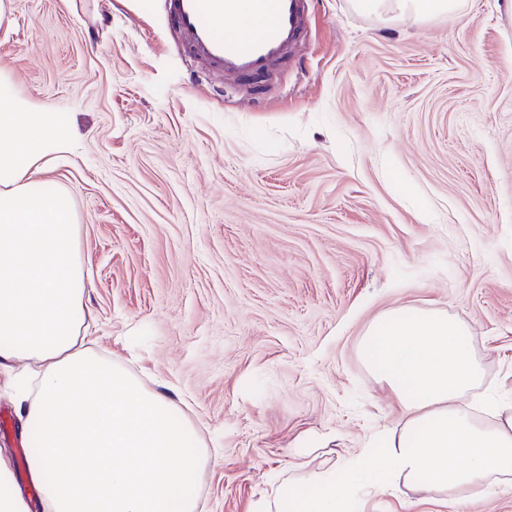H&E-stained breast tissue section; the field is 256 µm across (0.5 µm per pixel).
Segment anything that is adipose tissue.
Returning a JSON list of instances; mask_svg holds the SVG:
<instances>
[{"instance_id":"1","label":"adipose tissue","mask_w":512,"mask_h":512,"mask_svg":"<svg viewBox=\"0 0 512 512\" xmlns=\"http://www.w3.org/2000/svg\"><path fill=\"white\" fill-rule=\"evenodd\" d=\"M357 8L413 19L445 14L456 0H355ZM71 148L68 119L37 111L0 71V366L39 365L18 378L28 469L46 512H198L209 457L198 430L163 392L145 388L89 349V314L77 226L68 193L48 169ZM401 412L384 438L387 467H357L379 489L405 484L444 496L512 482V405L485 397L482 423L470 399L483 383L467 324L432 309L397 306L360 348ZM463 457L460 465L449 464ZM254 512H354L335 472L285 480Z\"/></svg>"}]
</instances>
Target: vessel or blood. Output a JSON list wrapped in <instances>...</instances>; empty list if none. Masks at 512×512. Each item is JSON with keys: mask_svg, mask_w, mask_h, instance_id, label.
<instances>
[{"mask_svg": "<svg viewBox=\"0 0 512 512\" xmlns=\"http://www.w3.org/2000/svg\"><path fill=\"white\" fill-rule=\"evenodd\" d=\"M174 25L191 54L218 76L258 82L291 60L306 33L305 0H167ZM264 19L242 26L245 13Z\"/></svg>", "mask_w": 512, "mask_h": 512, "instance_id": "vessel-or-blood-1", "label": "vessel or blood"}]
</instances>
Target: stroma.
Wrapping results in <instances>:
<instances>
[{"label": "stroma", "instance_id": "35a3bbf8", "mask_svg": "<svg viewBox=\"0 0 512 512\" xmlns=\"http://www.w3.org/2000/svg\"><path fill=\"white\" fill-rule=\"evenodd\" d=\"M166 0H12L0 67L67 113L51 176L72 198L96 350L165 391L209 456L204 512H251L306 468L347 471L360 512H512V485L434 503L348 465L398 428L360 343L390 308L466 323L482 393L512 399V0L414 21L307 0L264 83L214 77ZM0 368V453L19 457Z\"/></svg>", "mask_w": 512, "mask_h": 512}]
</instances>
